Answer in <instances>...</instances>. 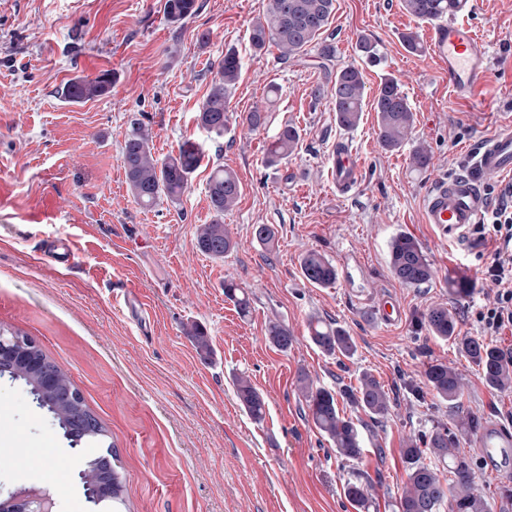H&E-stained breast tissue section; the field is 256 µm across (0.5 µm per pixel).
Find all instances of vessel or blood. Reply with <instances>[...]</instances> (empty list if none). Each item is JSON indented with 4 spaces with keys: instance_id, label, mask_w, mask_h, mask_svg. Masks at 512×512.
Segmentation results:
<instances>
[{
    "instance_id": "vessel-or-blood-1",
    "label": "vessel or blood",
    "mask_w": 512,
    "mask_h": 512,
    "mask_svg": "<svg viewBox=\"0 0 512 512\" xmlns=\"http://www.w3.org/2000/svg\"><path fill=\"white\" fill-rule=\"evenodd\" d=\"M428 53L448 69V88L456 96L469 97L484 87L489 78L490 54L486 40L468 20L465 9L429 25L425 34ZM361 164L348 144L337 143L331 168L338 193L345 194L358 183ZM512 175V123L483 137L476 150L474 170L433 182L423 201V221L438 239L467 247L477 224L482 223L489 199L483 181ZM61 217L55 194H46L40 204L26 213L27 222L53 224ZM481 459L490 471L512 468V431L491 423L478 439Z\"/></svg>"
}]
</instances>
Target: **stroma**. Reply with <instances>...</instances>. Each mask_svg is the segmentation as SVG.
Returning a JSON list of instances; mask_svg holds the SVG:
<instances>
[{"label":"stroma","mask_w":512,"mask_h":512,"mask_svg":"<svg viewBox=\"0 0 512 512\" xmlns=\"http://www.w3.org/2000/svg\"><path fill=\"white\" fill-rule=\"evenodd\" d=\"M183 24L168 22L165 0H0V179L15 185V206L0 209V327L32 337L65 368L109 430L125 484L126 512H359L344 487L348 467L314 427L299 392L301 377L339 389L372 372L392 408L377 423L348 403L366 451L358 462L368 483V512H397L406 479V440L435 423L463 425L470 416L512 430V390L487 387L478 368L453 341L415 327L429 306L447 303L458 333L473 336L467 313L488 305L495 287L481 273L485 251L439 243L422 208L437 178L470 170L479 139L512 122V0H473L472 23L491 53L480 101L452 94L444 64L408 52L404 33L426 25L401 0H336L323 35L336 48L281 59L276 47L254 54L252 22L267 0H197ZM210 41H197L201 32ZM376 44L382 61L363 69L366 105L352 130L336 123L329 97L338 69L359 63V37ZM234 48L242 59L230 97L234 120L223 137L197 125L212 66ZM110 74L108 94L81 103L60 90L72 79ZM394 76L414 113L412 139L431 163L413 168L408 150L389 152L377 136L372 101L383 78ZM280 88L275 103L265 90ZM267 113L253 131L242 117ZM152 133L158 157L181 143L201 144L204 158L179 201L139 206L121 163L130 117ZM299 128L302 147L281 164L265 163L281 127ZM355 149L362 179L336 193L329 159L337 142ZM232 169L241 196L224 214L236 243L224 259L199 251L196 231L214 214L207 192L213 165ZM56 192L63 217L30 226L25 213ZM272 225L271 244L253 234ZM400 232L422 244L435 269L418 287L399 282L388 244ZM64 235L76 250L60 267L41 256L43 238ZM311 250L333 264H355L321 288L302 275ZM247 292L239 314L224 295L225 280ZM468 280L469 298H451L449 283ZM403 307L402 321L381 326L375 308L386 295ZM336 323L353 336L349 358L323 355L308 337L310 317ZM286 325L293 341L281 350L266 327ZM204 332L208 352L195 335ZM448 363L463 396L449 409L424 386V365ZM246 375L266 401L262 422L242 407L235 388ZM0 498L22 487L46 489L54 512H92L78 477L89 449L70 447L52 415L22 382L0 377Z\"/></svg>","instance_id":"obj_1"}]
</instances>
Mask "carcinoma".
<instances>
[{"mask_svg":"<svg viewBox=\"0 0 512 512\" xmlns=\"http://www.w3.org/2000/svg\"><path fill=\"white\" fill-rule=\"evenodd\" d=\"M460 0H402L403 9L421 22L451 15ZM335 10V0H268L266 9L251 25L249 41L260 53L270 44L280 56L296 58L312 45L321 46L320 54L334 56L332 45L321 36ZM164 11L172 24H180L197 11V0H165ZM365 64L381 62L376 45L363 37L358 42ZM242 62L229 48L219 62L211 87L203 102L198 121L209 135L220 138L229 123L228 104L238 83ZM111 82L105 75L91 80L75 79L64 84L61 94L70 102L79 103L104 96ZM365 82L362 68L349 64L336 71L332 80L331 103L336 123L344 129L355 128L363 112ZM377 114L378 138L382 147L398 151L411 141L414 115L407 97L396 78L382 80L373 100ZM300 130L286 125L267 148L266 162L273 166L287 159L298 149ZM151 136L139 119L130 120L124 136L121 162L133 197L144 207L152 208L162 199L177 201L190 185L203 157L199 145L190 141L175 156L157 158L150 147ZM240 196V182L234 171L217 165L208 182V197L215 218L203 225L197 236L199 250L212 258L222 259L234 243L224 227V212L232 209ZM393 275L403 284L420 286L433 280L435 271L421 244L406 233L396 234L389 245ZM304 277L312 284L328 287L336 284L337 270L327 257L309 251L301 258ZM224 296L234 302L241 314L248 313L250 301L244 289L231 280L224 281ZM419 327L431 335L451 340L478 367L485 384L494 390L512 388V350L500 348L480 339L457 334V324L448 304L437 303L417 319ZM269 340L282 350L288 349L292 336L286 326L272 322L267 327ZM310 341L328 356L349 357L354 342L341 326H332L316 319L309 326ZM23 381L42 407L53 414L72 445L98 448L100 452L80 476L95 512H112L122 501L123 484L116 469H108L104 458L111 455L112 444L106 443L109 431L88 407L69 373L37 345L15 347V361L0 363V375ZM424 383L441 400L454 408L462 397V383L454 369L439 361L426 364ZM237 396L247 414L256 422L265 417V401L248 377L236 378ZM302 396L307 403L314 426L335 447L336 456L353 467L364 451L360 433L352 418L340 414L339 400L349 402L373 421L385 418L391 409L390 399L376 377L367 371L359 376V386L339 392L303 382ZM434 458L437 465L426 464L423 456ZM407 479L397 502L398 512H490L489 504L475 492V473L471 458L462 448V434L440 424L418 438L408 439L404 448ZM451 478H441L440 469ZM346 496L359 508L368 507V498L361 472L353 469L345 485Z\"/></svg>","mask_w":512,"mask_h":512,"instance_id":"carcinoma-1","label":"carcinoma"}]
</instances>
